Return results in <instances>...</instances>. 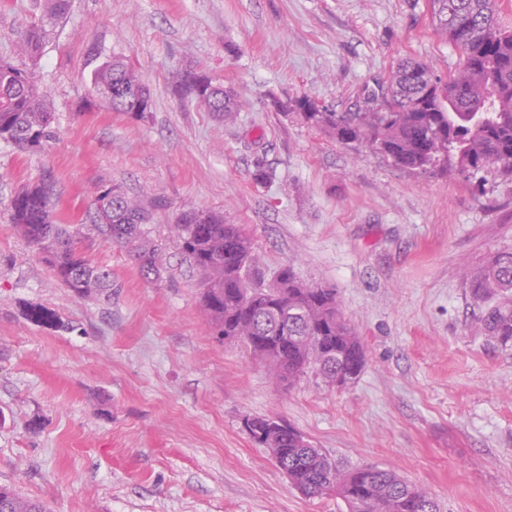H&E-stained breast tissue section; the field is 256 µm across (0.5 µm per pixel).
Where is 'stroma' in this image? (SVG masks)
Returning a JSON list of instances; mask_svg holds the SVG:
<instances>
[{
    "mask_svg": "<svg viewBox=\"0 0 512 512\" xmlns=\"http://www.w3.org/2000/svg\"><path fill=\"white\" fill-rule=\"evenodd\" d=\"M35 25L54 138L40 153L0 142V485L48 512H347L303 496L251 440L245 418L266 415L342 466L421 484L443 512H512V351L476 335L465 278L512 251V177L412 171L273 106L358 111L404 58L446 74L459 55L430 0H70L51 26L39 0H0V61L28 66L17 45ZM115 56L150 88L145 117L94 92ZM188 65L237 94V123L174 96ZM46 173L111 295L68 292L10 224L11 197ZM109 186L162 200L160 280L95 228ZM188 208L242 226L254 284L288 265L336 289L366 353L356 380L286 384L216 341L173 229ZM30 303L63 329L28 320Z\"/></svg>",
    "mask_w": 512,
    "mask_h": 512,
    "instance_id": "35a3bbf8",
    "label": "stroma"
}]
</instances>
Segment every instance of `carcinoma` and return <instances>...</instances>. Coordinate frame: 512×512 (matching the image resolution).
<instances>
[{"label":"carcinoma","instance_id":"1","mask_svg":"<svg viewBox=\"0 0 512 512\" xmlns=\"http://www.w3.org/2000/svg\"><path fill=\"white\" fill-rule=\"evenodd\" d=\"M438 25L459 51L460 60L447 80L429 84L430 68L405 60L385 81L367 91L375 112H330L307 97L289 102L312 128L327 131L345 144H365L395 164L425 171L441 168L448 176L496 166L512 176V30L504 28L496 0H432ZM69 0H43V15L59 20ZM45 30L27 31L21 53L39 57ZM196 69H183L175 93L197 101L226 123L237 120L241 104L224 94L216 104L208 87L199 84ZM124 83L141 92L151 111L150 90L137 71L119 57L98 67L94 84ZM467 88L459 102L451 87ZM53 113L36 69L0 63V140L35 153L50 138ZM96 227L127 250L145 277L159 278L161 247L151 236V210L118 187L99 191L94 199ZM13 224L55 277L79 297L112 292V273L87 260L77 248L79 230L62 222L58 195L49 176L22 187L9 207ZM181 249L199 274L200 303L211 331L224 340H240L270 363L281 377H299L316 370L332 387H344L361 374L365 353L355 331L343 319L336 289L310 287L291 267L279 272L273 287L256 288L248 278L253 243L239 224L224 216L190 208L174 224ZM473 297L483 306L477 332L504 351L512 350V252L495 255L471 279ZM32 321L61 327L58 318L30 304ZM251 439L267 449L288 481L308 497L338 495L348 512H441L424 488L391 469L374 465L342 468L311 445L294 427L265 416L245 419ZM0 508L5 512H47L40 502L10 487Z\"/></svg>","mask_w":512,"mask_h":512}]
</instances>
